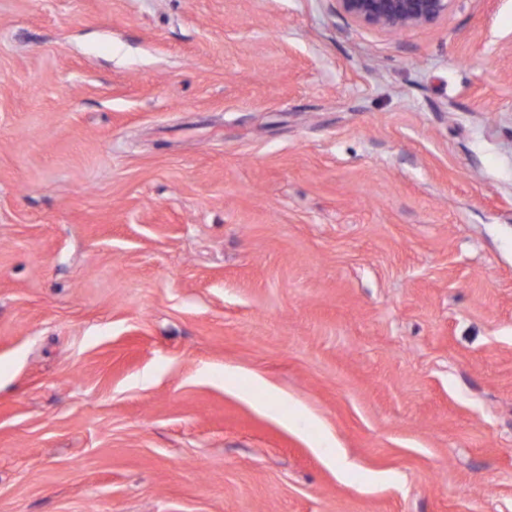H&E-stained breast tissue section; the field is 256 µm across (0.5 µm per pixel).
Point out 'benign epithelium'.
I'll list each match as a JSON object with an SVG mask.
<instances>
[{"instance_id":"7a95c632","label":"benign epithelium","mask_w":512,"mask_h":512,"mask_svg":"<svg viewBox=\"0 0 512 512\" xmlns=\"http://www.w3.org/2000/svg\"><path fill=\"white\" fill-rule=\"evenodd\" d=\"M341 14L376 30L397 33L434 24L454 0H336Z\"/></svg>"}]
</instances>
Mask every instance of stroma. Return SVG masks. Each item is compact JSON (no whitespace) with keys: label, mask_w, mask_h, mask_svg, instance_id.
<instances>
[{"label":"stroma","mask_w":512,"mask_h":512,"mask_svg":"<svg viewBox=\"0 0 512 512\" xmlns=\"http://www.w3.org/2000/svg\"><path fill=\"white\" fill-rule=\"evenodd\" d=\"M0 512H512V0H0ZM341 14L376 30L397 33L434 24L454 0H336Z\"/></svg>","instance_id":"stroma-1"}]
</instances>
